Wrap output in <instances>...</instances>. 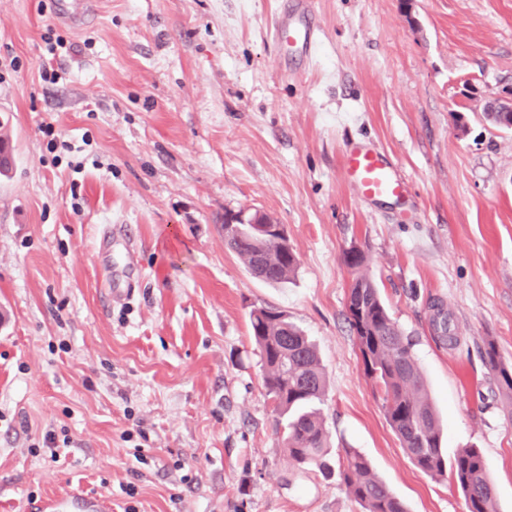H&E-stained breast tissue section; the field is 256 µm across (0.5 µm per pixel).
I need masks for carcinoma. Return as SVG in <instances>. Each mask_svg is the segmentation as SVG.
<instances>
[{
  "mask_svg": "<svg viewBox=\"0 0 512 512\" xmlns=\"http://www.w3.org/2000/svg\"><path fill=\"white\" fill-rule=\"evenodd\" d=\"M240 235L225 238L227 246L253 270L255 246L251 228L242 225ZM354 271L346 304V319L360 352L364 373L378 389L381 408L411 462L432 478L450 475L462 491L467 512H498L497 492L486 460L476 448H466L448 460L441 449V427L432 405L425 376L414 353V342L392 318L375 280L361 272L365 253L353 246L343 255ZM264 280L286 283L297 267L290 247L270 251L264 257ZM258 348L266 396L273 404L283 430L289 458L297 466L330 473L327 432L312 404L325 392V375L315 344L280 311L256 307L249 313ZM440 339L450 346L448 314L440 307L432 319ZM485 360L498 389L512 405V373L500 365L493 343L485 348ZM339 477L362 512H407L403 502L372 471L354 448L339 453Z\"/></svg>",
  "mask_w": 512,
  "mask_h": 512,
  "instance_id": "obj_1",
  "label": "carcinoma"
}]
</instances>
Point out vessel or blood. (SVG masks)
<instances>
[{"mask_svg": "<svg viewBox=\"0 0 512 512\" xmlns=\"http://www.w3.org/2000/svg\"><path fill=\"white\" fill-rule=\"evenodd\" d=\"M273 37L279 45L288 46L293 56L306 60L316 57L321 46L320 29L309 0H292L280 11L273 22ZM343 168L361 201L404 200L409 196L407 181L376 145H348L343 152ZM36 512H110V505L107 500L72 492L48 500Z\"/></svg>", "mask_w": 512, "mask_h": 512, "instance_id": "1", "label": "vessel or blood"}]
</instances>
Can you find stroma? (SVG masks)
I'll list each match as a JSON object with an SVG mask.
<instances>
[{"instance_id":"obj_1","label":"stroma","mask_w":512,"mask_h":512,"mask_svg":"<svg viewBox=\"0 0 512 512\" xmlns=\"http://www.w3.org/2000/svg\"><path fill=\"white\" fill-rule=\"evenodd\" d=\"M53 2L0 0V512L72 487L112 512H361L336 476L290 464L256 307L317 344L333 448L408 512H466L364 375L354 245L415 340L445 454L481 449L512 512V420L484 360L494 344L512 371V130L484 117L512 85V0H312L321 50L298 68L270 34L282 0H98L77 25ZM364 140L411 205L359 200L342 149ZM228 210L284 224L288 283L225 246ZM107 231L125 264L99 258ZM437 303L456 346L434 336Z\"/></svg>"}]
</instances>
